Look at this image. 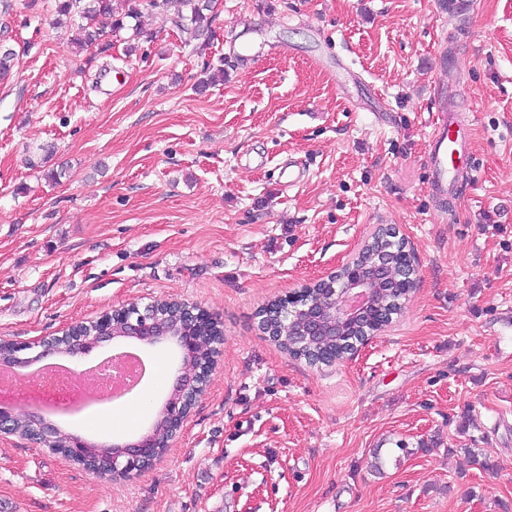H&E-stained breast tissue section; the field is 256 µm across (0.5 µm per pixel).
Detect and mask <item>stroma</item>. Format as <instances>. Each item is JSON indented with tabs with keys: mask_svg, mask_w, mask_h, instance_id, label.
<instances>
[{
	"mask_svg": "<svg viewBox=\"0 0 512 512\" xmlns=\"http://www.w3.org/2000/svg\"><path fill=\"white\" fill-rule=\"evenodd\" d=\"M8 2L0 339L176 299L224 343L169 451L130 479L0 433L5 512H512V0H217L202 52L169 0L135 54L113 36L103 78L54 0ZM217 59L223 83L197 93ZM441 98L473 154L443 201L426 164ZM380 224L418 270L399 321L329 366L276 348L259 310Z\"/></svg>",
	"mask_w": 512,
	"mask_h": 512,
	"instance_id": "obj_1",
	"label": "stroma"
}]
</instances>
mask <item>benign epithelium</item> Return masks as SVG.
I'll list each match as a JSON object with an SVG mask.
<instances>
[{
  "label": "benign epithelium",
  "mask_w": 512,
  "mask_h": 512,
  "mask_svg": "<svg viewBox=\"0 0 512 512\" xmlns=\"http://www.w3.org/2000/svg\"><path fill=\"white\" fill-rule=\"evenodd\" d=\"M388 262L383 260L372 269L360 268L350 263L345 264L347 271L344 282L336 285V277L322 280V294H314L304 299L306 319L300 330L301 336L308 340L324 336L327 329L343 321L355 327L360 323V316L370 305L374 291L385 285L388 279ZM161 302L155 301L143 308L136 304H127L103 313L91 322H80L67 326L62 334L70 336L77 344L79 354H87L112 342L121 335L137 341L144 348L159 344L175 342L182 358L188 359L195 348L194 330L211 320V314L204 308L184 301L178 305L185 312L184 325L176 334H168L156 327L155 310ZM58 355L57 349L48 337H41L27 343H14L9 353H0V364L13 367L30 361H43ZM208 381L202 374L190 372L184 366L176 370L170 386L165 406L176 425L181 428L190 411L185 405L197 401L206 391ZM37 425L28 438L52 447L55 443L57 426L48 422H40V415L32 413ZM86 448V440L80 435H73L68 444L57 449V452L73 460L81 455ZM155 441L151 430L147 429L131 441L118 445L112 457L99 463L93 470L96 476L106 480L128 479L144 470V462L154 456Z\"/></svg>",
  "instance_id": "obj_1"
}]
</instances>
